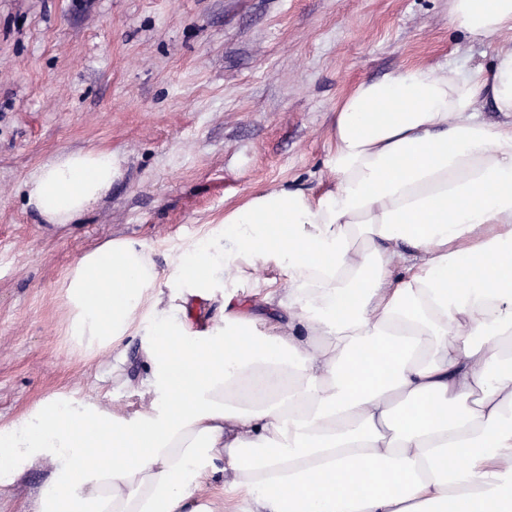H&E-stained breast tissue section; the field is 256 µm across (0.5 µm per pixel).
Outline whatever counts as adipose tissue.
I'll use <instances>...</instances> for the list:
<instances>
[{"instance_id": "1", "label": "adipose tissue", "mask_w": 512, "mask_h": 512, "mask_svg": "<svg viewBox=\"0 0 512 512\" xmlns=\"http://www.w3.org/2000/svg\"><path fill=\"white\" fill-rule=\"evenodd\" d=\"M448 20L500 37L491 68L358 83L320 192L249 193L166 272L127 238L77 258L71 333L119 361L144 333L138 405L41 402L0 429V485L47 470L33 512H512V0ZM112 175L60 154L26 206L77 222Z\"/></svg>"}]
</instances>
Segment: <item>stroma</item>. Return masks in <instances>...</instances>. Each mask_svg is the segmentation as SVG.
<instances>
[{
	"instance_id": "1",
	"label": "stroma",
	"mask_w": 512,
	"mask_h": 512,
	"mask_svg": "<svg viewBox=\"0 0 512 512\" xmlns=\"http://www.w3.org/2000/svg\"><path fill=\"white\" fill-rule=\"evenodd\" d=\"M448 0H0V428L70 395L137 401L113 358L69 334L64 277L124 237L168 270L225 206L282 182L330 177L336 105L404 67L490 66ZM108 149L112 188L77 223H42L25 183L44 161ZM45 474L0 487L25 512Z\"/></svg>"
}]
</instances>
